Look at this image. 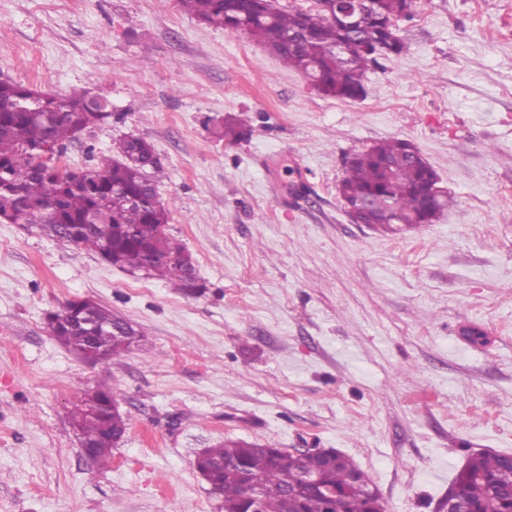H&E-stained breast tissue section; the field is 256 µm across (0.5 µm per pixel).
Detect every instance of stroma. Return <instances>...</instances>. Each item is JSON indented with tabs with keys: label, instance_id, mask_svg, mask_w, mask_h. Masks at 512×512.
<instances>
[{
	"label": "stroma",
	"instance_id": "stroma-1",
	"mask_svg": "<svg viewBox=\"0 0 512 512\" xmlns=\"http://www.w3.org/2000/svg\"><path fill=\"white\" fill-rule=\"evenodd\" d=\"M399 34L339 100L177 0H0V79L111 102L61 163L148 141L203 288L0 223V512H221L195 456L236 439L336 449L385 512H440L472 453H512V0H420ZM227 116L251 130L234 146L211 133ZM394 138L452 197L398 234L338 194L347 159ZM76 298L143 335L108 372L47 328ZM102 384L128 416L106 468L70 423Z\"/></svg>",
	"mask_w": 512,
	"mask_h": 512
}]
</instances>
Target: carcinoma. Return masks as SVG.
Listing matches in <instances>:
<instances>
[{
  "label": "carcinoma",
  "mask_w": 512,
  "mask_h": 512,
  "mask_svg": "<svg viewBox=\"0 0 512 512\" xmlns=\"http://www.w3.org/2000/svg\"><path fill=\"white\" fill-rule=\"evenodd\" d=\"M181 9L210 26L235 32L241 28L262 42L289 68L319 81L324 95L356 100L377 56L399 54L404 44L398 22L412 20L420 0H373L350 56H340L346 35L325 9L285 11L275 0H178ZM301 34L292 47L288 35ZM112 119L108 101L75 89L58 97L9 79L0 80V221L26 224L65 246L93 252L106 263L166 281L185 295H194L195 266L186 248L166 233L169 213L159 200L151 171L158 158L146 140H119L117 155L99 166L67 170L57 161H43L50 145L61 156L88 130ZM229 143L244 132L231 119L217 129ZM418 148L401 139L376 143L350 157L338 185L343 204L369 202L366 224L395 233L404 227L432 224L448 206V192L429 206L425 195L437 178L424 160L413 159ZM93 316L106 327L90 333L75 325ZM47 327L64 347L86 355L106 368L139 336H113L111 324L122 322L112 310L92 299H74L48 313ZM113 394L94 389L83 393L71 411V423L93 449L91 461L107 464L123 437L127 415L111 414L103 404ZM306 465L320 471L321 481L335 491L332 499L304 493L288 503V491L300 490L301 463L292 453L269 444L225 440L198 452L195 467L222 502L223 512H250L259 495L262 512H384L378 491L346 455L313 453ZM502 454L477 452L455 475L452 487L465 512H506L512 507V486L501 479Z\"/></svg>",
  "instance_id": "obj_1"
}]
</instances>
